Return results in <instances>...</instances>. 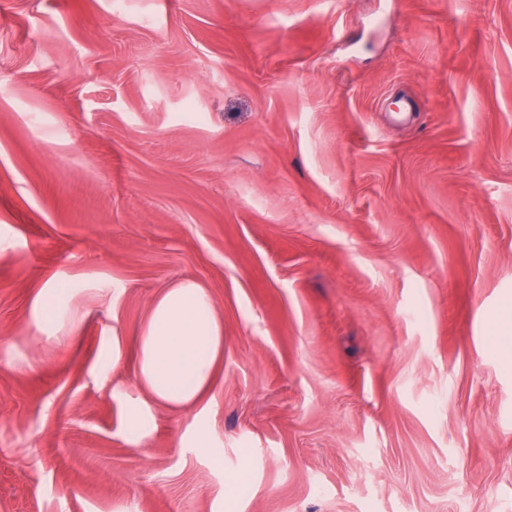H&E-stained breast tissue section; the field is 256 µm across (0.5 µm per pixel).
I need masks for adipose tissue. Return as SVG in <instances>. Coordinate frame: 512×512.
Returning <instances> with one entry per match:
<instances>
[{
	"mask_svg": "<svg viewBox=\"0 0 512 512\" xmlns=\"http://www.w3.org/2000/svg\"><path fill=\"white\" fill-rule=\"evenodd\" d=\"M224 358V324L207 289L184 281L155 299L137 339L136 376L155 403L177 409L211 393Z\"/></svg>",
	"mask_w": 512,
	"mask_h": 512,
	"instance_id": "1",
	"label": "adipose tissue"
}]
</instances>
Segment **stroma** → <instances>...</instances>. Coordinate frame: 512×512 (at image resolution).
<instances>
[{
    "label": "stroma",
    "mask_w": 512,
    "mask_h": 512,
    "mask_svg": "<svg viewBox=\"0 0 512 512\" xmlns=\"http://www.w3.org/2000/svg\"><path fill=\"white\" fill-rule=\"evenodd\" d=\"M509 343L512 0H0V512H512ZM224 358V323L206 288L184 281L155 299L137 339L136 376L155 403L177 409L211 393ZM65 291V288H57V285L51 282L40 290L35 311L38 323L43 331L53 330L61 320L60 297ZM150 417L147 411L140 404H134L127 412L125 435L128 442L134 445L147 436Z\"/></svg>",
    "instance_id": "35a3bbf8"
}]
</instances>
